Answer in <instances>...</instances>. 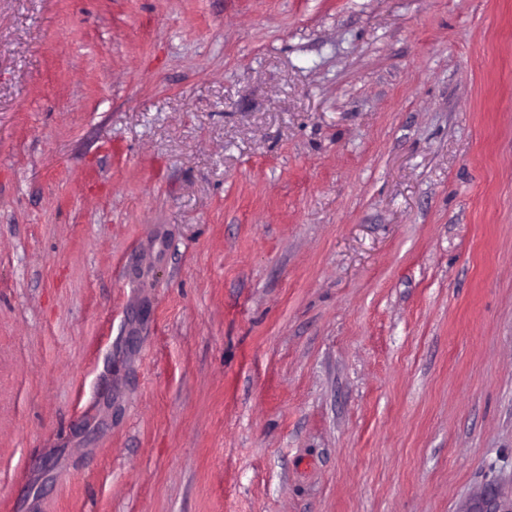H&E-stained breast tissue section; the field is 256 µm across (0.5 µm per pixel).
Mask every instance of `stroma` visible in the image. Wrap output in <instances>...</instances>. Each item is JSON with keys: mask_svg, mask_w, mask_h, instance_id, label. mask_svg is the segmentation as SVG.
Here are the masks:
<instances>
[{"mask_svg": "<svg viewBox=\"0 0 512 512\" xmlns=\"http://www.w3.org/2000/svg\"><path fill=\"white\" fill-rule=\"evenodd\" d=\"M0 512H512V0H0Z\"/></svg>", "mask_w": 512, "mask_h": 512, "instance_id": "obj_1", "label": "stroma"}]
</instances>
